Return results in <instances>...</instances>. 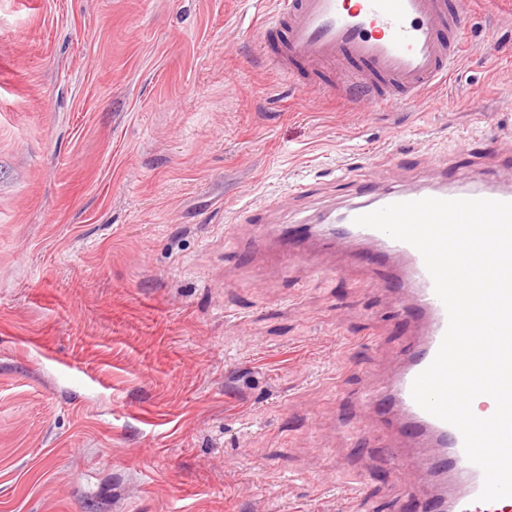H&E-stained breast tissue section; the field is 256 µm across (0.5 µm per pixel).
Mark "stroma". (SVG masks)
Returning a JSON list of instances; mask_svg holds the SVG:
<instances>
[{"mask_svg": "<svg viewBox=\"0 0 512 512\" xmlns=\"http://www.w3.org/2000/svg\"><path fill=\"white\" fill-rule=\"evenodd\" d=\"M466 10L378 108L263 58L276 0H0V512H413L364 403L393 268L275 232L512 177V0Z\"/></svg>", "mask_w": 512, "mask_h": 512, "instance_id": "obj_1", "label": "stroma"}]
</instances>
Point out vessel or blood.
Instances as JSON below:
<instances>
[{"mask_svg":"<svg viewBox=\"0 0 512 512\" xmlns=\"http://www.w3.org/2000/svg\"><path fill=\"white\" fill-rule=\"evenodd\" d=\"M466 29V12L458 0H278L274 18L260 26V48L291 81L322 90L334 84L329 64L342 62L369 104L391 107L447 84ZM423 198L512 202V186L452 187L442 173L434 186L372 194L350 204L339 223L308 224L304 230L321 248L369 245L400 265L387 286L399 296V313L411 316L414 337L390 385L375 400L386 422H399L413 441L430 451L419 470L407 453L392 450L404 495H411L417 480L425 478L437 482L439 489L417 512H512V497L479 501L483 472L467 459L461 433L412 398V383L433 361L448 323L420 252L355 223L356 217L387 205Z\"/></svg>","mask_w":512,"mask_h":512,"instance_id":"vessel-or-blood-1","label":"vessel or blood"}]
</instances>
